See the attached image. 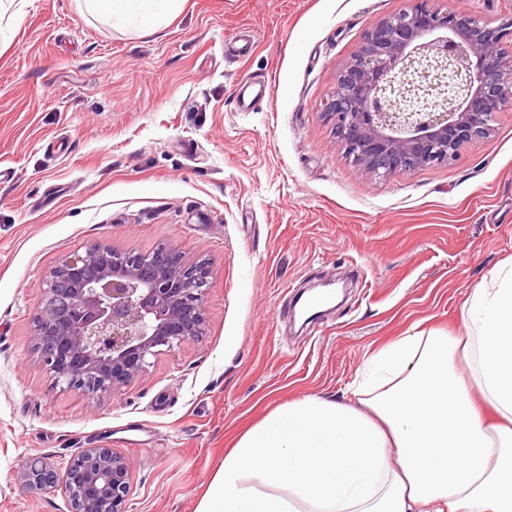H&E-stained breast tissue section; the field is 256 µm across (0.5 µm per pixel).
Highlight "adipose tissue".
<instances>
[{"label": "adipose tissue", "mask_w": 512, "mask_h": 512, "mask_svg": "<svg viewBox=\"0 0 512 512\" xmlns=\"http://www.w3.org/2000/svg\"><path fill=\"white\" fill-rule=\"evenodd\" d=\"M81 2L145 35L184 0ZM460 318L461 336L410 326L346 397L270 410L225 453L196 512H512V256L467 289Z\"/></svg>", "instance_id": "adipose-tissue-1"}]
</instances>
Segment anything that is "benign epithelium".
Segmentation results:
<instances>
[{"instance_id": "obj_1", "label": "benign epithelium", "mask_w": 512, "mask_h": 512, "mask_svg": "<svg viewBox=\"0 0 512 512\" xmlns=\"http://www.w3.org/2000/svg\"><path fill=\"white\" fill-rule=\"evenodd\" d=\"M512 108V16L491 22L438 0L381 19L339 69L322 116L347 158L385 176L449 162L494 133ZM152 272L151 252L90 246L50 272L33 341L54 385L95 398L139 378L147 358L203 334L212 272L169 248ZM98 277L84 278L86 266ZM68 282L66 292L57 288ZM130 463L108 445L86 448L59 474L48 455L28 459L21 483L62 489L70 512H127Z\"/></svg>"}]
</instances>
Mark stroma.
<instances>
[{"mask_svg":"<svg viewBox=\"0 0 512 512\" xmlns=\"http://www.w3.org/2000/svg\"><path fill=\"white\" fill-rule=\"evenodd\" d=\"M410 0H185L157 33L14 0L0 16V512H69L20 484L102 444L128 512H196L235 439L301 393L336 399L412 323L512 256V110L451 162L383 177L319 109L365 31ZM269 97L241 111V82ZM94 244L208 262L205 333L91 400L37 364L50 271Z\"/></svg>","mask_w":512,"mask_h":512,"instance_id":"35a3bbf8","label":"stroma"}]
</instances>
